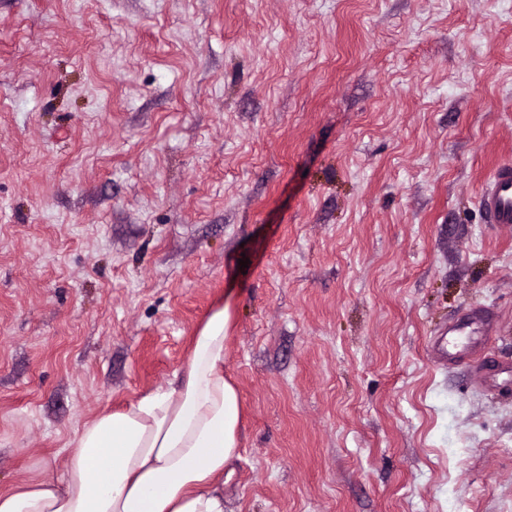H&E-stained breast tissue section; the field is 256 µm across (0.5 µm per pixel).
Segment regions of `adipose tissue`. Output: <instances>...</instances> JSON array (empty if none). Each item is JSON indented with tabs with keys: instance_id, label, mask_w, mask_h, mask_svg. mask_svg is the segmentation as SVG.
<instances>
[{
	"instance_id": "adipose-tissue-1",
	"label": "adipose tissue",
	"mask_w": 512,
	"mask_h": 512,
	"mask_svg": "<svg viewBox=\"0 0 512 512\" xmlns=\"http://www.w3.org/2000/svg\"><path fill=\"white\" fill-rule=\"evenodd\" d=\"M229 305L212 310L179 382L76 432L59 481L0 490V512H224L244 405L224 371Z\"/></svg>"
}]
</instances>
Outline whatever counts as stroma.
Here are the masks:
<instances>
[{
    "label": "stroma",
    "instance_id": "35a3bbf8",
    "mask_svg": "<svg viewBox=\"0 0 512 512\" xmlns=\"http://www.w3.org/2000/svg\"><path fill=\"white\" fill-rule=\"evenodd\" d=\"M504 161L512 0H0V489L225 303L224 512H512ZM489 224L512 225V164L499 167L479 198ZM448 336H458L453 348L471 349L483 343L489 336L483 322L478 319L453 324L448 329Z\"/></svg>",
    "mask_w": 512,
    "mask_h": 512
}]
</instances>
